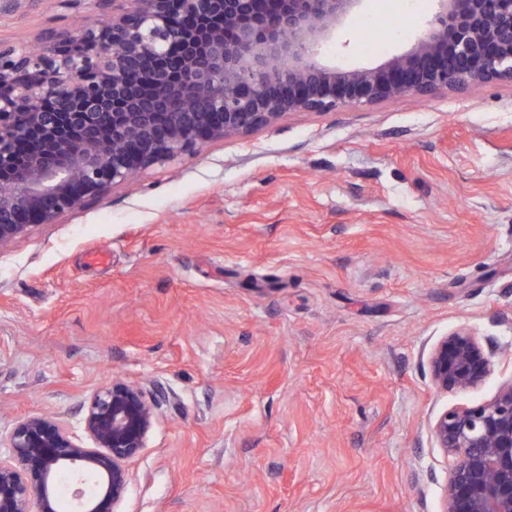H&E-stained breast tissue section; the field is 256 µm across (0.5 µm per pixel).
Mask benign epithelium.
Returning a JSON list of instances; mask_svg holds the SVG:
<instances>
[{
    "label": "benign epithelium",
    "mask_w": 512,
    "mask_h": 512,
    "mask_svg": "<svg viewBox=\"0 0 512 512\" xmlns=\"http://www.w3.org/2000/svg\"><path fill=\"white\" fill-rule=\"evenodd\" d=\"M98 17L0 48V254L150 167L296 113L512 84V0H436L411 50L375 69L323 47L363 0H94ZM495 353L461 329L429 357L441 392L478 388ZM156 402L114 381L62 418L18 422L0 512H119ZM447 461L440 512H512V382L429 424Z\"/></svg>",
    "instance_id": "7a95c632"
}]
</instances>
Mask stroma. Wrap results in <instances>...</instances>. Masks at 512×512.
Listing matches in <instances>:
<instances>
[{
  "label": "stroma",
  "mask_w": 512,
  "mask_h": 512,
  "mask_svg": "<svg viewBox=\"0 0 512 512\" xmlns=\"http://www.w3.org/2000/svg\"><path fill=\"white\" fill-rule=\"evenodd\" d=\"M436 7L368 0L386 50L350 20L326 58L382 65ZM92 14L1 7L0 45ZM461 328L494 370L444 394ZM115 378L158 396L120 512H439L429 422L512 381V85L292 114L34 227L0 254V440ZM495 353L477 337L461 329L445 336L429 357L433 385L440 392L471 391L478 388L494 367Z\"/></svg>",
  "instance_id": "stroma-1"
}]
</instances>
